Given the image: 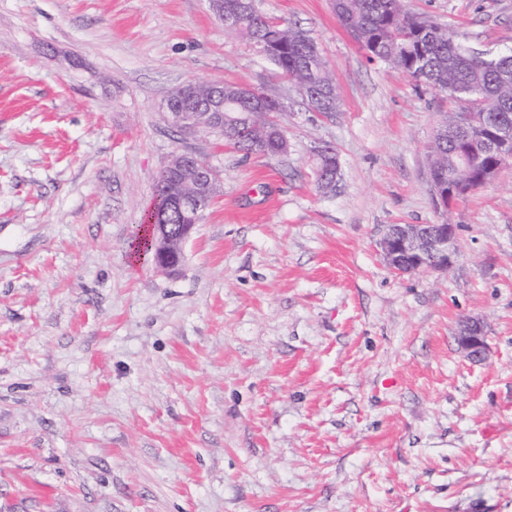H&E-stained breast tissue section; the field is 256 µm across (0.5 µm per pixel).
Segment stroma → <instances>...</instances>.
I'll list each match as a JSON object with an SVG mask.
<instances>
[{
    "label": "stroma",
    "mask_w": 512,
    "mask_h": 512,
    "mask_svg": "<svg viewBox=\"0 0 512 512\" xmlns=\"http://www.w3.org/2000/svg\"><path fill=\"white\" fill-rule=\"evenodd\" d=\"M403 3L512 52V0ZM257 7L314 39L339 112L208 0H0V512H512V164L443 213L428 145L460 103L368 60L333 0ZM189 80L280 98L287 152L181 133ZM179 151L220 191L168 274L130 252ZM447 218L448 271L386 266L387 225ZM456 341L460 350L471 361H483L489 352L484 327L476 319L466 318L461 321Z\"/></svg>",
    "instance_id": "stroma-1"
}]
</instances>
